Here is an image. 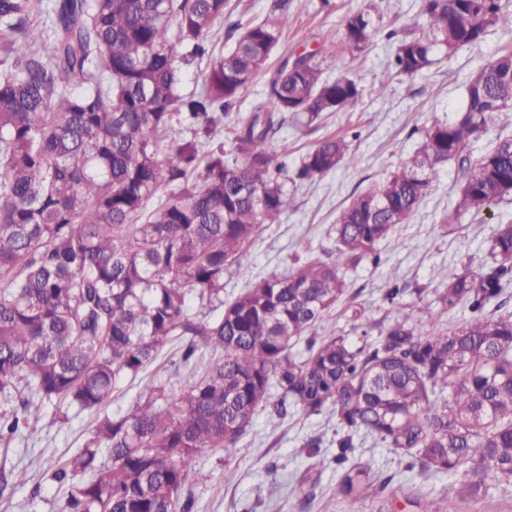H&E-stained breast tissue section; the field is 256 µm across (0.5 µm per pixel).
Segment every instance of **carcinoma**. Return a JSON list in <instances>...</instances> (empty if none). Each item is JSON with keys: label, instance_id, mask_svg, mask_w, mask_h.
Instances as JSON below:
<instances>
[{"label": "carcinoma", "instance_id": "obj_1", "mask_svg": "<svg viewBox=\"0 0 512 512\" xmlns=\"http://www.w3.org/2000/svg\"><path fill=\"white\" fill-rule=\"evenodd\" d=\"M293 2L270 0L263 19L233 23L241 33L223 52L211 31L230 0H0V392L18 397L0 409V443L47 402L66 421L74 409L96 415L89 445L52 474L63 512H192L183 492L209 480L198 456L235 446L267 409L336 417L344 499L377 481L368 465H346L362 433L425 474L461 477L443 512L512 483V312L500 301L512 282L511 222L482 271L438 270V301L468 309L462 323L423 333L403 312L375 338H310L304 359L289 354L344 294L342 269L380 263L377 245L415 216L443 165L462 174L444 223L512 196V135L469 152L507 125L512 49L469 77L459 118L425 130L420 150L342 211L328 260L224 301V275L260 225L280 223L294 187L351 162L334 135L296 169L266 144L288 113L312 123L363 97L359 79H333L322 62L373 45L383 0L347 11L338 36L270 73ZM421 3L420 20L388 36L380 93L512 20L503 0ZM202 62L201 84L182 93V66ZM260 75L263 97L226 125ZM224 129L227 144H214ZM175 337L186 364L213 353L194 381L176 391L153 382L126 414L105 413L119 379Z\"/></svg>", "mask_w": 512, "mask_h": 512}]
</instances>
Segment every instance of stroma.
I'll return each mask as SVG.
<instances>
[{
  "instance_id": "stroma-1",
  "label": "stroma",
  "mask_w": 512,
  "mask_h": 512,
  "mask_svg": "<svg viewBox=\"0 0 512 512\" xmlns=\"http://www.w3.org/2000/svg\"><path fill=\"white\" fill-rule=\"evenodd\" d=\"M363 0H336V9L322 10L320 0H294L293 17L271 63L285 53L317 50L325 33L339 28L347 10ZM512 44V24L496 28L476 48L453 54L437 53L425 75L392 81L381 95L370 87L382 77L388 43L378 38L365 55L350 60L327 59L331 76L344 73L358 77L368 92L355 106L324 117L311 126L286 120L271 146L287 150L289 162H297L325 136L345 137L352 162L314 182L298 186L293 207L279 223L262 225L253 244L238 265L224 277V298L233 300L255 279L295 268L309 259H325L334 247L331 227L351 198L385 178L401 161L421 146L424 132L437 123L454 120L464 106L462 84L481 64ZM461 181L456 163L439 172L430 193L411 223L400 225L396 241L381 242L379 264L364 261L344 270L345 293L334 311L317 324L316 337L352 335L353 309L365 311L372 322L371 335H378L399 312H414L437 302L440 284L434 273L440 267L469 264L481 271L489 264V246L498 224L512 222V197L497 201L480 215L467 214L452 224L441 218L454 205ZM400 289L387 299L388 284ZM180 341H172L156 361L137 378H122L107 408L108 414L128 412L146 382L155 378L175 388L187 386L191 372L181 358ZM94 416L82 413L61 422L54 405H47L40 419L30 423L22 438L0 444V475L26 471L28 480L8 498H0V512H61L63 493L52 478L59 458L73 455L93 436ZM337 425L328 415L306 416L293 412L273 422L259 412L249 434L234 448L204 452L197 460L210 480L191 489L192 512H417L407 500L412 489L422 488L435 500L447 496L452 480L438 475L428 478L409 470L408 459L373 437L360 439L355 460L368 464L378 477H391L387 488L372 487L358 498H336ZM320 439L317 455H309L306 443ZM321 470L315 488L300 489L297 480L308 467ZM232 480H225V473ZM293 477L283 495L267 496L273 479Z\"/></svg>"
}]
</instances>
